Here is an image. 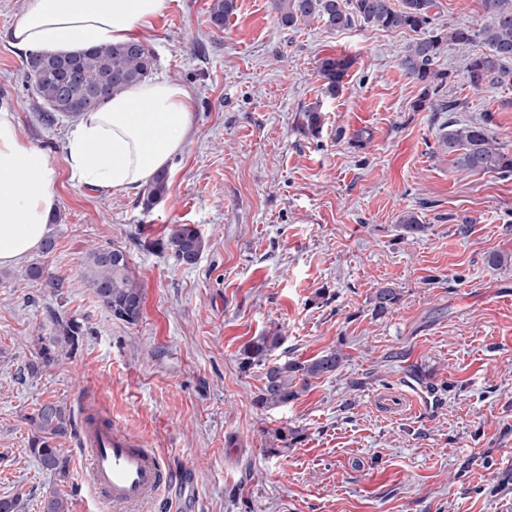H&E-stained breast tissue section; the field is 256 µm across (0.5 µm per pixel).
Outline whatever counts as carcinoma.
<instances>
[{"label": "carcinoma", "mask_w": 512, "mask_h": 512, "mask_svg": "<svg viewBox=\"0 0 512 512\" xmlns=\"http://www.w3.org/2000/svg\"><path fill=\"white\" fill-rule=\"evenodd\" d=\"M278 21L292 27L314 19L333 30L349 28L355 19L386 30H408L415 38L401 57L404 73L423 85L422 97L414 105L418 109L430 102L434 112H453L455 100H445L442 89L448 73L437 69L446 45L457 46L465 52L479 39L486 51L468 54L465 58L467 83L474 89L485 86L512 85V0H482L483 22L475 29L458 25L442 29L435 25L432 10L435 0H271ZM236 9V0H212L209 21L221 29L224 21ZM63 63L77 68L80 81L74 85L66 102L73 110L71 117L94 110L102 101L128 87L151 78L154 56L136 43L93 47L75 54L37 53L26 56L23 64L26 77L40 103L45 118L56 120L51 105L61 98L62 89L57 67ZM354 65L348 56H325L319 60L318 79L325 95L335 97L343 88V80ZM303 127L317 134L322 126L321 105L303 111ZM439 147L451 156L452 165L461 171L512 175V154L498 145L493 114L485 113L480 121L458 125L448 122V130L439 137ZM168 192V176L161 172L149 182L142 193L141 204L151 209ZM399 224L406 237H416L425 231L413 212L405 213ZM165 247L183 265H194L203 250L200 231L192 224H173L166 235ZM83 277L102 305L117 320L133 324L140 319L143 292L131 273L129 257L116 248L95 249L83 263ZM401 293L391 285L377 289L372 298V315L380 319L400 301ZM51 333L39 337L35 360L28 364V374L36 377L52 367L61 352L69 354L78 349L85 336L83 325L75 319H65L55 312L49 314ZM284 336L278 331L253 337L241 351V369L260 370L261 386L253 398L259 410L283 407L298 399L311 380L336 373L344 360L341 351L330 349L309 360L278 359L271 354L278 349ZM34 435L30 454L42 470L54 480V487L44 495L42 512H69L67 498L57 486L70 478V458L56 447V440L75 429L71 410L62 403L45 402L31 417Z\"/></svg>", "instance_id": "carcinoma-1"}]
</instances>
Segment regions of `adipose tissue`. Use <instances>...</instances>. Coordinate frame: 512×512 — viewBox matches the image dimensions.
Masks as SVG:
<instances>
[{"mask_svg": "<svg viewBox=\"0 0 512 512\" xmlns=\"http://www.w3.org/2000/svg\"><path fill=\"white\" fill-rule=\"evenodd\" d=\"M172 0H25L10 42L30 53H76L143 41ZM194 99L181 84L130 86L78 117L66 163L79 182L133 191L180 154L192 132ZM59 173L0 109V265L22 261L48 232Z\"/></svg>", "mask_w": 512, "mask_h": 512, "instance_id": "1", "label": "adipose tissue"}]
</instances>
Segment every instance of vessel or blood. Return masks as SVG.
<instances>
[{"label":"vessel or blood","instance_id":"1","mask_svg":"<svg viewBox=\"0 0 512 512\" xmlns=\"http://www.w3.org/2000/svg\"><path fill=\"white\" fill-rule=\"evenodd\" d=\"M82 446L88 460L86 482L113 512L151 499L170 478L158 457L96 410L82 414Z\"/></svg>","mask_w":512,"mask_h":512}]
</instances>
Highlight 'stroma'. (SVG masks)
I'll use <instances>...</instances> for the list:
<instances>
[{
  "label": "stroma",
  "mask_w": 512,
  "mask_h": 512,
  "mask_svg": "<svg viewBox=\"0 0 512 512\" xmlns=\"http://www.w3.org/2000/svg\"><path fill=\"white\" fill-rule=\"evenodd\" d=\"M24 3L0 0V108L56 166L58 201L54 248L0 267V498L41 512L53 480L28 451L30 418L47 401L77 417L90 401L172 474L193 473L197 512H512V260L486 262L512 257V176L457 170L440 150L448 115L416 110L422 86L399 66L414 33L360 20L288 28L271 0H237L219 30L211 0H173L145 44L156 77L192 93L193 134L147 212L139 192L72 180L73 122L41 121L9 43ZM329 55L355 59L334 98L316 75ZM441 64L457 119L493 111L512 152V87L473 90L453 45ZM315 103L314 136L301 121ZM408 212L427 226L415 239L399 227ZM172 224L201 231L195 265L165 248ZM102 247L130 257L144 296L136 323L113 318L81 276ZM30 262L59 290L24 278ZM386 284L401 300L376 319L371 299ZM52 311L87 334L28 376ZM276 329L277 356L346 358L262 411L259 374L242 370L240 352ZM406 389L405 409L380 405ZM279 428L290 439L277 449ZM58 444L71 458L60 488L70 512H110L84 481L78 433Z\"/></svg>",
  "instance_id": "35a3bbf8"
}]
</instances>
